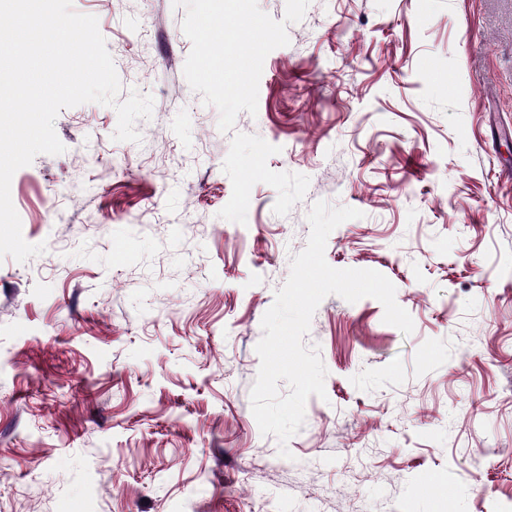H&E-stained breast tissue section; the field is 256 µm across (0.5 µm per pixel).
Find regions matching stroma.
Here are the masks:
<instances>
[{"label":"stroma","mask_w":512,"mask_h":512,"mask_svg":"<svg viewBox=\"0 0 512 512\" xmlns=\"http://www.w3.org/2000/svg\"><path fill=\"white\" fill-rule=\"evenodd\" d=\"M121 82L13 176L0 259V512H506L512 0H73ZM319 200L414 322L326 297L325 398L279 454L261 320Z\"/></svg>","instance_id":"35a3bbf8"}]
</instances>
